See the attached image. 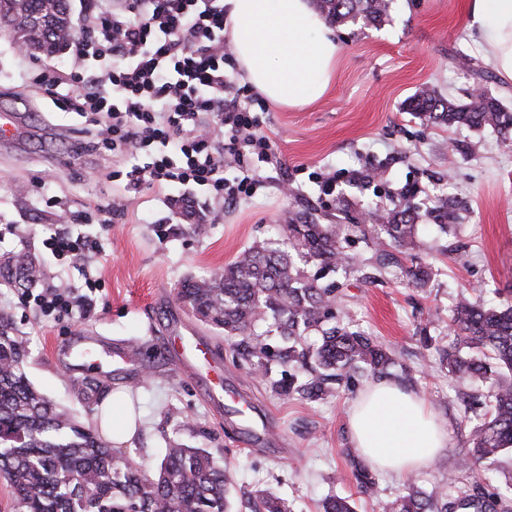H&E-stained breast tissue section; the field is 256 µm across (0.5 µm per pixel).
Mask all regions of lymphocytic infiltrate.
<instances>
[{
  "instance_id": "lymphocytic-infiltrate-1",
  "label": "lymphocytic infiltrate",
  "mask_w": 512,
  "mask_h": 512,
  "mask_svg": "<svg viewBox=\"0 0 512 512\" xmlns=\"http://www.w3.org/2000/svg\"><path fill=\"white\" fill-rule=\"evenodd\" d=\"M64 71L49 64L35 83L57 111L86 114L89 128L70 145L73 157L111 154L129 187L171 183L207 188L237 204L255 196L258 163L274 162L272 138L258 118L266 104L233 77L216 0H87ZM102 69L81 68L87 56ZM235 169L226 178L225 169ZM91 282L33 295L44 313L88 314Z\"/></svg>"
}]
</instances>
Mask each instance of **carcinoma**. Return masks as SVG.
I'll return each instance as SVG.
<instances>
[{
    "mask_svg": "<svg viewBox=\"0 0 512 512\" xmlns=\"http://www.w3.org/2000/svg\"><path fill=\"white\" fill-rule=\"evenodd\" d=\"M331 24L362 19L385 22L390 0H313ZM0 18L11 24L13 40L47 57L64 50L58 30L71 25L69 0H0ZM409 110L421 120L448 127H490L512 134V112L484 94L457 105L423 89ZM367 224H318L306 211L288 212V247L257 243L244 249L221 272L188 278L176 289L178 302L230 343L254 368L271 373L275 362L288 381L273 380L285 397L318 401L350 387L357 377L381 376L395 365L376 338L337 321L338 275L360 269L346 252L353 236L371 239L380 267L401 266L408 284L424 288L432 268L413 263L418 214L406 201L387 212H371ZM412 261L409 266L401 260ZM40 271L29 254L0 262V286L32 287ZM454 338L436 347L448 372L479 384L485 411L473 428L464 469L470 488L448 496L411 489L382 503V512H507L512 483L494 487L489 467L512 454V300L486 303L461 296L451 314ZM270 323L271 346L257 334ZM308 330L321 333L309 343ZM28 350L15 334L12 315L0 309V479L11 488L14 512H229L233 474L211 451L176 440L166 442L157 466L148 470L132 455L112 446L94 425L82 424L69 407L39 392L24 364ZM77 398L96 404L106 392L86 377L73 385ZM358 491L376 496L370 470L352 463ZM323 512H355L350 498L331 495ZM251 512H290L285 499L265 490L253 496Z\"/></svg>",
    "mask_w": 512,
    "mask_h": 512,
    "instance_id": "1",
    "label": "carcinoma"
}]
</instances>
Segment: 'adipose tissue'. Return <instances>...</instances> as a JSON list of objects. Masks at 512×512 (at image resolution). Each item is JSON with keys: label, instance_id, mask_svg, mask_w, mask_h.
<instances>
[{"label": "adipose tissue", "instance_id": "obj_1", "mask_svg": "<svg viewBox=\"0 0 512 512\" xmlns=\"http://www.w3.org/2000/svg\"><path fill=\"white\" fill-rule=\"evenodd\" d=\"M224 34L238 68L278 106L303 107L327 92L338 48L310 0H224ZM479 46L512 81V0H468ZM353 448L375 469L407 479L430 470L448 446V428L424 397L387 380L370 383L352 403Z\"/></svg>", "mask_w": 512, "mask_h": 512}]
</instances>
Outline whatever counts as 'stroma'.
I'll return each mask as SVG.
<instances>
[{
  "instance_id": "1",
  "label": "stroma",
  "mask_w": 512,
  "mask_h": 512,
  "mask_svg": "<svg viewBox=\"0 0 512 512\" xmlns=\"http://www.w3.org/2000/svg\"><path fill=\"white\" fill-rule=\"evenodd\" d=\"M467 0H393L390 15L378 26L349 22L333 26L339 47L336 72L316 103L288 108L270 106L265 129L275 141L277 164H260L255 197L228 208L202 189L190 198L205 214L196 231L168 192L131 190L112 178L111 157L88 152L69 158V143L84 118L54 111L42 101L41 114L23 112L32 128L22 142L0 143V256L28 251L43 275L40 287L81 282L85 274L100 281L91 312L54 320L23 300L21 291L0 288V308L9 310L17 336L27 342L26 372L52 400L83 410L72 389L91 376L109 393L133 395L138 427L120 448L145 467H154L168 440L205 446L234 476L233 512H246L248 498L267 488L288 500L293 512H322L325 497H351L356 512H379V499H392L415 486L429 493L449 479H464L461 460L476 423L468 405L477 388L441 369L433 351L424 349L416 328L429 316L447 315L457 295L494 300L512 292V139L492 128L445 127L420 121L406 104L422 88L455 103L480 89L512 112V82L503 80L478 46L468 25ZM44 57L19 58L12 42L0 36V91L28 104L32 80ZM378 173L374 181L366 170ZM294 181L293 194L277 184ZM66 200L71 210L91 201L121 196L122 216L109 224H75L73 233L97 238L100 250L71 262L44 245L56 220L45 194ZM409 195L418 212L421 263L432 266L427 287L407 286L392 266L363 279L343 278L337 308L343 322L375 336L398 361L389 377L401 388L423 395L448 425V448L432 469L405 481L379 475V498L359 494L349 466L356 451L346 414L354 392L340 390L319 402L272 392L270 376L234 361L224 338L181 307L175 297L188 276L205 277L262 240H281L284 213L310 211L317 223L343 222L345 213L387 211ZM454 201L456 219L440 231L432 215L439 199ZM462 246L465 264L450 248ZM104 337L113 346H143L147 358L136 364L100 354L95 369L67 366L55 348L73 331ZM185 344L206 340L216 347L224 371V402L215 407L207 384L186 376L161 344L169 333Z\"/></svg>"
}]
</instances>
